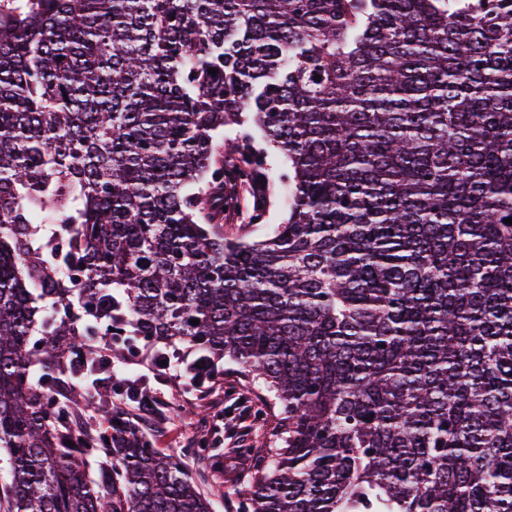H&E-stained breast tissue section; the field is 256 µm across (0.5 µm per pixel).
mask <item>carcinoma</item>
<instances>
[{"instance_id": "obj_1", "label": "carcinoma", "mask_w": 512, "mask_h": 512, "mask_svg": "<svg viewBox=\"0 0 512 512\" xmlns=\"http://www.w3.org/2000/svg\"><path fill=\"white\" fill-rule=\"evenodd\" d=\"M245 113L290 168L252 241L224 220L242 186L264 219L270 168L219 153ZM510 217L512 0L0 7V509L211 512L112 402L136 389L75 429L81 296L271 394L241 512H512Z\"/></svg>"}]
</instances>
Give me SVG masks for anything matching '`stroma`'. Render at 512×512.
Here are the masks:
<instances>
[{"mask_svg": "<svg viewBox=\"0 0 512 512\" xmlns=\"http://www.w3.org/2000/svg\"><path fill=\"white\" fill-rule=\"evenodd\" d=\"M164 412L168 424L152 435L154 447L183 454L196 438L208 439L211 453L185 456L186 468L199 491L210 498L212 512H237L238 492L250 470L240 446L266 448L275 440L277 419L264 391L220 363L210 388L172 390Z\"/></svg>", "mask_w": 512, "mask_h": 512, "instance_id": "1", "label": "stroma"}]
</instances>
